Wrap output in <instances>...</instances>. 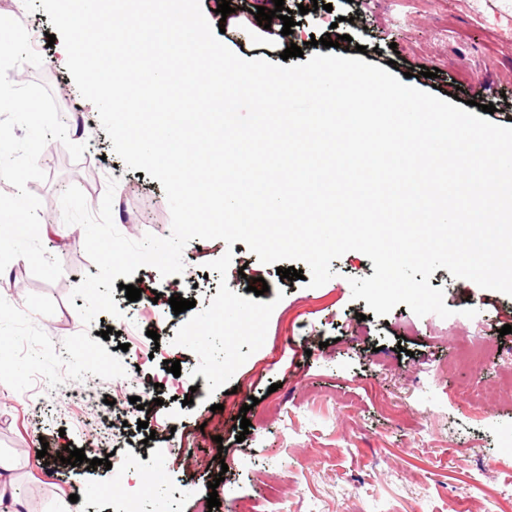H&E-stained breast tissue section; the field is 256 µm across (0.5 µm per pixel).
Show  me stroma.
<instances>
[{
  "label": "stroma",
  "instance_id": "stroma-1",
  "mask_svg": "<svg viewBox=\"0 0 512 512\" xmlns=\"http://www.w3.org/2000/svg\"><path fill=\"white\" fill-rule=\"evenodd\" d=\"M308 7L293 34L280 37L277 54L260 40L261 26L249 33L226 29L220 40L239 56L280 63V51L300 45L304 57L326 54L311 49V38L349 35L352 49L339 56L362 57L386 67L395 61L409 73V85L444 96L493 104L492 122L512 126V0H285L286 8ZM19 20L42 44L54 27L41 0H0V16ZM366 54H358V46ZM61 42L42 55L41 66H27L24 82L47 85L59 107L70 141L86 144L72 160L64 144L45 147L39 161L45 180L28 182L41 201V223L55 236L43 246L63 266L49 283L35 277L28 262L14 259L9 283L0 297L25 309L28 294H42L56 304L36 324L62 342L86 328L77 310L83 297H72L86 274H98L84 250L81 226L65 224L60 196L78 186L91 211H98L109 179H116L113 220L132 240L146 234L169 236L171 215L161 183L125 164L108 165L90 150L101 135L98 111L75 83L60 84L66 68ZM437 71L436 79L420 68ZM231 253L227 275L208 271V262ZM183 274L161 276L152 266L139 267L138 303L165 314L153 354H120L126 369L125 396H140L152 411L127 414V428L113 435L115 413L107 400L112 380H68L49 388L43 378L17 392L0 383V459L10 463L19 496L29 512H113L112 475L101 469L87 474L59 459L66 447L97 458L109 451L134 461L158 456L165 469L159 497L166 512H203L209 481H218L219 507L212 512H309L321 501L323 512H512V399H503V380L512 372V297L452 277L445 268L429 279L444 291L450 317L417 316L399 304L386 317L376 316L365 300L353 299L350 279L374 274L372 260L358 251L332 260L324 285L280 278L279 269H304V262L262 264L244 242L194 240L182 254ZM264 278L261 302H275L263 346L240 366L230 382L208 392L197 374L198 356L174 345L177 328L189 312L171 315L173 295H195L197 308L210 305L220 280L245 295L253 279ZM121 317L102 313L87 328H113L132 343L146 341L153 321L131 315L125 290L114 289ZM466 308L475 317L463 316ZM466 336L477 337L489 354L481 365L456 362L454 353ZM405 356H398V349ZM179 361L180 375L166 372L165 361ZM434 370L437 381L423 385ZM192 404H184V396ZM256 406H249L250 397ZM249 419L248 435L237 426ZM426 424L427 435L416 432ZM283 473L280 495H271L266 474ZM77 502H70V495Z\"/></svg>",
  "mask_w": 512,
  "mask_h": 512
}]
</instances>
